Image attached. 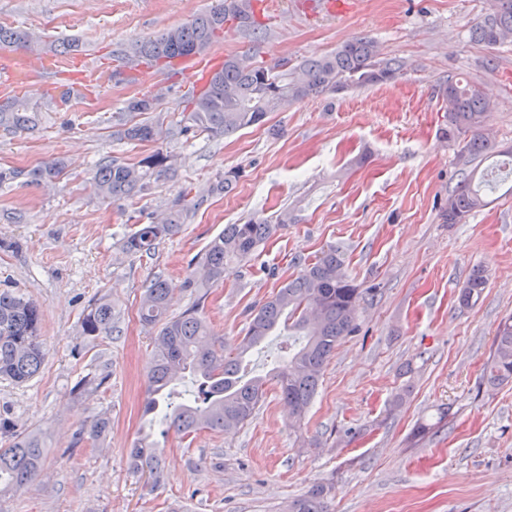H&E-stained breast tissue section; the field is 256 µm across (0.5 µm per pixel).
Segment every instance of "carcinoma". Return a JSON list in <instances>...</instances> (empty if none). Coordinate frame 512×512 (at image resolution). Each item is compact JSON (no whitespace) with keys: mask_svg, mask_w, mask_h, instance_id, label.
I'll return each instance as SVG.
<instances>
[{"mask_svg":"<svg viewBox=\"0 0 512 512\" xmlns=\"http://www.w3.org/2000/svg\"><path fill=\"white\" fill-rule=\"evenodd\" d=\"M258 0H216L208 11L187 24L140 41L119 52L123 64L170 62L194 58L193 50L208 51L230 26L247 33L254 42L265 35L254 4ZM471 38L487 47L512 42V0H491L490 11L470 29ZM31 43L30 33L20 27L0 25V49L24 48ZM404 63L396 58H381L374 41L353 38L335 51L305 60L286 71L265 76L266 66L248 64L237 57L224 59L221 67L209 72L203 88L189 93L188 105L180 119L163 127L143 120L122 130L129 141L149 142L160 136L175 138L191 128L213 138L230 135L256 125L270 112L285 105L338 91L351 84L373 85L396 78ZM441 110L448 118L442 136L454 141L469 136L468 156L476 158L493 151L479 135L489 112L481 86L475 82L448 79L438 86ZM124 111L136 117L155 111V100L137 97L126 103ZM35 124V113L22 101H0V127L24 131ZM65 163L56 160L29 173L30 182L59 178ZM174 156L160 150L136 164L117 160L101 163L93 177L96 194L112 202L132 199L151 189V179L175 174ZM493 180L484 172L471 171L448 194L444 217L450 224L465 221L486 206L485 193ZM187 204L174 199L169 217L162 224H137L124 241L126 251L149 254L161 239L176 232L184 223ZM277 224L254 218L245 224H228L211 241L202 261V270L187 281L191 288H211L224 281L229 266L252 255L276 232ZM487 284L485 272L476 268L459 293V301L473 306ZM172 288L166 278L156 275L145 286L140 304L141 322L156 329L153 338V367L149 376L145 413L160 412L159 421L185 437L202 430L230 432L249 421L264 398L267 386L275 384L288 413L302 419L317 393L320 379L336 346L358 329V307L362 292L345 270L344 253L331 247L314 261L300 262L297 277L284 282L277 292L260 303L252 313L248 330L235 347L228 350L210 335L198 309L178 317L168 314ZM40 307L0 289V378L24 383L35 376L44 361L39 339ZM80 327L85 336L112 334L115 313L112 302L101 299L83 313ZM288 336V360L266 374L244 378L245 355L273 335ZM493 383L512 381V316L500 323L495 349L487 365ZM191 376L199 382V395L173 404L174 385ZM41 435L28 432L0 448V484L23 488L38 476L44 452ZM135 465L154 470L157 454L154 444L140 439L131 450ZM329 488L311 486L294 499L290 512H327Z\"/></svg>","mask_w":512,"mask_h":512,"instance_id":"cac0c4a2","label":"carcinoma"}]
</instances>
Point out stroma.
I'll return each instance as SVG.
<instances>
[{
  "label": "stroma",
  "mask_w": 512,
  "mask_h": 512,
  "mask_svg": "<svg viewBox=\"0 0 512 512\" xmlns=\"http://www.w3.org/2000/svg\"><path fill=\"white\" fill-rule=\"evenodd\" d=\"M214 3L0 0V24L36 34L41 54L69 41L76 58L112 76L66 103L47 83H30L20 95L37 109V127L0 129V170L22 173L0 187V289L39 305L45 349L32 380L0 381V418L46 441L39 476L0 494V512H288L317 482L331 487L330 512H512V385H491L484 372L497 327L512 316V193L494 191L466 223L442 218L471 166L464 139L439 135L438 84L478 82L490 101L483 137L512 147V43L489 49L470 37L489 0H340L333 8L265 0L260 45L227 31L206 65L228 57L294 65L365 36L382 57L403 60V74L292 102L225 137L115 138L126 100L154 96L156 118L168 121L191 83L150 66L123 81L114 51ZM158 149L174 155V178L115 204L96 195L100 162L135 163ZM54 159L68 164L60 179L25 180ZM232 171V189L213 192ZM182 193L191 216L180 231L153 255L126 252L133 226L157 222ZM282 216L286 224L262 251L232 264L208 295L184 287L225 225ZM332 246L364 290L359 330L331 357L303 422L272 390L230 434L206 430L189 442L144 421L152 331L137 311L146 280L163 275L173 288L170 314L198 307L213 338L233 345L251 307L298 273L297 259ZM478 267L486 288L475 306H462L459 292ZM103 297L117 328L92 340L80 319ZM100 373L102 385L74 394L78 381ZM101 417L112 430L91 439ZM143 434L162 460L154 475L130 461Z\"/></svg>",
  "instance_id": "obj_1"
}]
</instances>
